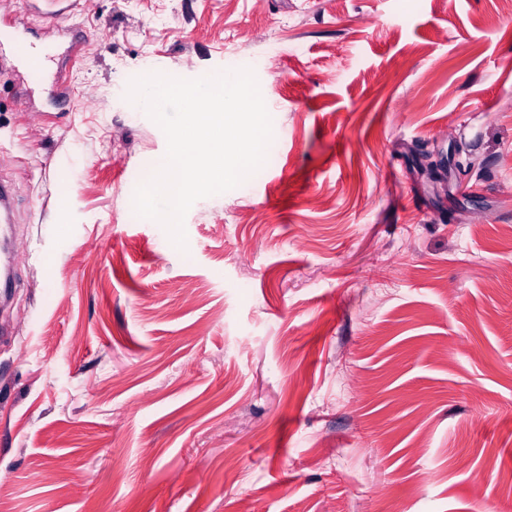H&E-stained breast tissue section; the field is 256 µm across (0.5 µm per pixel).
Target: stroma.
Returning a JSON list of instances; mask_svg holds the SVG:
<instances>
[{
    "label": "stroma",
    "mask_w": 512,
    "mask_h": 512,
    "mask_svg": "<svg viewBox=\"0 0 512 512\" xmlns=\"http://www.w3.org/2000/svg\"><path fill=\"white\" fill-rule=\"evenodd\" d=\"M8 18L87 38L65 109L0 65V512H512L506 0ZM242 56L267 61L271 156L194 203L182 252L127 218L166 139L120 94Z\"/></svg>",
    "instance_id": "35a3bbf8"
}]
</instances>
